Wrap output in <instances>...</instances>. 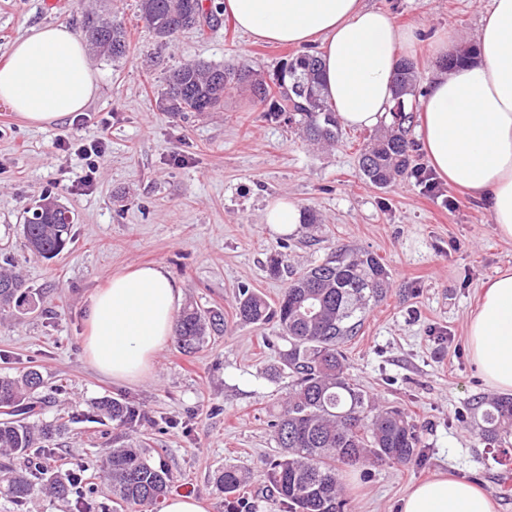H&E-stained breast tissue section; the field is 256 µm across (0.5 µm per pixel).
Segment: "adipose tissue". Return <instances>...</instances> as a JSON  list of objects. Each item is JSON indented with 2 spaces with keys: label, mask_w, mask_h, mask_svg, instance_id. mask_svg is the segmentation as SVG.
<instances>
[{
  "label": "adipose tissue",
  "mask_w": 512,
  "mask_h": 512,
  "mask_svg": "<svg viewBox=\"0 0 512 512\" xmlns=\"http://www.w3.org/2000/svg\"><path fill=\"white\" fill-rule=\"evenodd\" d=\"M253 41L318 46L324 95L342 126L373 130L391 120L394 71L420 37L366 0H221ZM438 59L460 63L437 73L418 103V142L433 172L486 201L497 235L512 241V0H490L472 40L436 35ZM98 90L85 42L70 28L45 24L16 40L0 65V99L31 125L83 112ZM182 301L162 268L112 274L90 299L84 351L102 375L146 378L168 344ZM466 336L485 381L512 393V270L488 279ZM402 512H494L467 480L439 474L413 486Z\"/></svg>",
  "instance_id": "ef3b65f1"
}]
</instances>
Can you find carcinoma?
Segmentation results:
<instances>
[{
  "instance_id": "carcinoma-1",
  "label": "carcinoma",
  "mask_w": 512,
  "mask_h": 512,
  "mask_svg": "<svg viewBox=\"0 0 512 512\" xmlns=\"http://www.w3.org/2000/svg\"><path fill=\"white\" fill-rule=\"evenodd\" d=\"M138 14L144 26L165 41L200 24L204 5L203 0H138ZM82 31L103 56L126 55L122 25L87 13ZM419 77L414 60L400 61L395 76L398 111L392 113L390 126L370 138L359 154V171L379 188L417 174L413 159L417 145L410 138L413 112L406 110L404 99L414 95ZM236 86L247 87L267 115L296 125L307 139L329 144L339 140V122L326 102L320 63L313 52L292 57L271 84L253 68L187 64L170 74L165 96L173 112H212L223 105L226 91ZM71 227L66 210L44 199L24 219V247L34 256L51 259L65 249ZM389 288L390 274L377 254L338 247L293 278L273 303L247 288L240 291L239 322H272L288 339L279 361L291 378L292 393L271 423L280 452L264 462L262 472L289 512H347L340 479L344 468L407 464L422 456L417 426L408 416L395 407L375 406L347 374L343 347L359 335L367 312ZM25 305L36 309L31 291L17 276L0 272V314ZM223 326L220 312L189 307L177 322L178 346L191 352ZM42 385L35 366L15 376H0V408L7 415L0 420V451L5 452L0 496L19 505L44 489V443L66 429L59 421L36 426L28 421L36 413ZM94 409L98 417L119 427H134L141 421L135 406L114 398L101 399ZM476 410L485 442L496 443L512 433V397L480 401ZM98 468L119 506H155L171 492L168 468L144 448H113L99 460ZM249 475L226 468L216 485L232 496ZM49 490L62 500L81 498V475L57 478Z\"/></svg>"
}]
</instances>
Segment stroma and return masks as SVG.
I'll return each mask as SVG.
<instances>
[{
	"mask_svg": "<svg viewBox=\"0 0 512 512\" xmlns=\"http://www.w3.org/2000/svg\"><path fill=\"white\" fill-rule=\"evenodd\" d=\"M214 10L211 24L159 42L138 19L137 0H0V62L27 28L63 24L81 31L84 14L121 23L130 49L119 60L93 57L98 92L81 116L45 127L19 121L0 101V260L36 292L29 313L0 314V375L37 366L41 421L72 416L49 444L50 472L82 470L93 512H113L94 461L141 441L164 456L174 484L204 499L208 512H286L261 474L277 454L269 421L288 400L279 370L285 342L272 324L235 316L238 290L276 301L292 278L338 246L380 256L391 274L387 298L347 343L348 374L376 404L407 413L420 429L417 463L347 469L351 512H400L410 488L443 471L479 486L495 512H512V476L495 463L469 416L473 399L497 390L478 373L466 325L481 286L512 268V241L496 234L486 203L455 186L443 195L413 178L386 188L366 182L358 155L366 130L343 129L332 146L267 118L250 91L237 87L214 112H171L164 93L173 69L193 62L253 67L276 76L296 55L291 46L252 42ZM397 22L420 27L411 57L422 76L435 71L431 39L452 27L473 34L489 0H368ZM102 140L93 189L86 162L59 140ZM285 194L313 210L316 223L282 234L263 221L270 198ZM51 197L74 218L70 244L44 259L23 246L27 209ZM278 274H270L273 259ZM158 265L183 290V305L219 311L221 334L187 353L169 342L149 377L117 382L96 373L84 352L91 296L113 271ZM134 404L143 421L131 431L92 419L101 398ZM248 469L251 483L229 499L218 471Z\"/></svg>",
	"mask_w": 512,
	"mask_h": 512,
	"instance_id": "obj_1",
	"label": "stroma"
}]
</instances>
